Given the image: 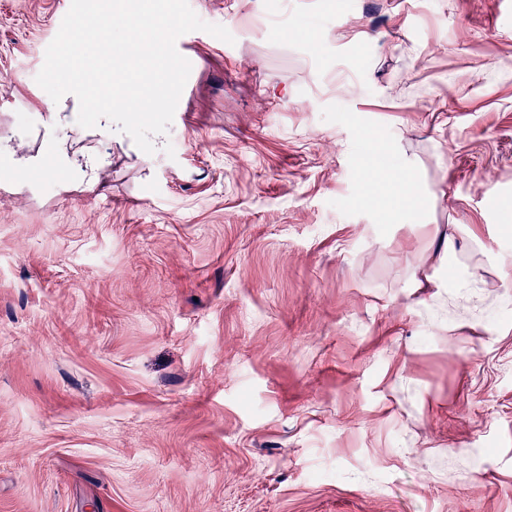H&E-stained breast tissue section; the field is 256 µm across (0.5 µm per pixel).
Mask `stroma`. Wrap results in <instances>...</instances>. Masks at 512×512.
Segmentation results:
<instances>
[{
  "label": "stroma",
  "instance_id": "stroma-1",
  "mask_svg": "<svg viewBox=\"0 0 512 512\" xmlns=\"http://www.w3.org/2000/svg\"><path fill=\"white\" fill-rule=\"evenodd\" d=\"M60 2L0 0V512H512V0H189L151 155L36 83ZM403 175L397 180H390L389 178L385 181V189L393 194H404L415 196L418 192L417 183L415 180L414 169L403 164L402 166ZM456 233L457 225L455 224H448L444 229L437 228L438 249L441 251L439 257L440 265L446 264L448 259L456 253Z\"/></svg>",
  "mask_w": 512,
  "mask_h": 512
}]
</instances>
